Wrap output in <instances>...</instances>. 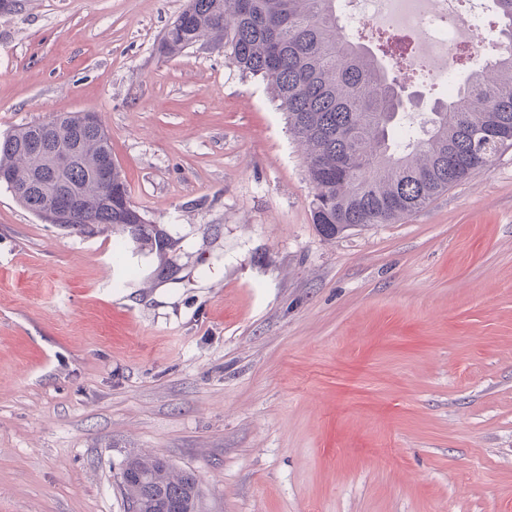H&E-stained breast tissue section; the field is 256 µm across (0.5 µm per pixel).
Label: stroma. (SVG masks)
Masks as SVG:
<instances>
[{"label": "stroma", "mask_w": 512, "mask_h": 512, "mask_svg": "<svg viewBox=\"0 0 512 512\" xmlns=\"http://www.w3.org/2000/svg\"><path fill=\"white\" fill-rule=\"evenodd\" d=\"M187 0L0 15V134L97 112L177 241L42 223L0 184V512H125L136 456L198 512H512V148L396 224L323 237L266 84Z\"/></svg>", "instance_id": "1"}]
</instances>
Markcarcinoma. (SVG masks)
<instances>
[{"label": "carcinoma", "instance_id": "1", "mask_svg": "<svg viewBox=\"0 0 512 512\" xmlns=\"http://www.w3.org/2000/svg\"><path fill=\"white\" fill-rule=\"evenodd\" d=\"M493 3L501 41L493 61L502 78L482 69L471 73L448 100L429 103L422 129L406 136L394 67L336 38V0H189L160 49L176 54L213 37L241 75L267 83L288 133L303 149L314 188L313 224L334 238L353 227L401 221L512 147V0ZM38 126L23 124L0 136V174L35 215L53 172L45 156L16 145ZM79 151L81 162L67 178L85 188L69 225L79 234L86 220L100 231L122 225L120 251L172 248L167 232L131 202L119 166L112 167V204L85 184L87 171L112 154L108 134L80 133ZM125 469L131 479L121 480L123 495L138 499L139 512H197L193 473L175 475L167 461L151 456L133 458Z\"/></svg>", "mask_w": 512, "mask_h": 512}]
</instances>
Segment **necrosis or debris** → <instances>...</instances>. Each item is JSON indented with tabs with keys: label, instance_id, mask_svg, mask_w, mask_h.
Listing matches in <instances>:
<instances>
[{
	"label": "necrosis or debris",
	"instance_id": "obj_1",
	"mask_svg": "<svg viewBox=\"0 0 512 512\" xmlns=\"http://www.w3.org/2000/svg\"><path fill=\"white\" fill-rule=\"evenodd\" d=\"M488 11L487 0H338V37L349 43L360 32H400L409 49L393 66L405 74L427 72L452 91L461 55L480 62L492 44Z\"/></svg>",
	"mask_w": 512,
	"mask_h": 512
}]
</instances>
